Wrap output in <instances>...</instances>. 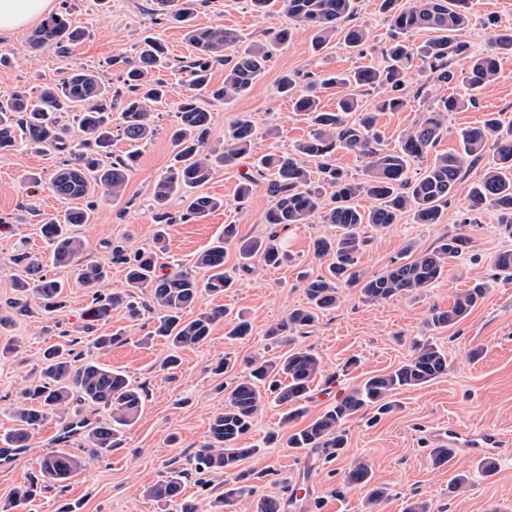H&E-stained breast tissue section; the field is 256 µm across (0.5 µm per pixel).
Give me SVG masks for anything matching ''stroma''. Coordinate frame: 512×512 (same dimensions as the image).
Instances as JSON below:
<instances>
[{"label":"stroma","mask_w":512,"mask_h":512,"mask_svg":"<svg viewBox=\"0 0 512 512\" xmlns=\"http://www.w3.org/2000/svg\"><path fill=\"white\" fill-rule=\"evenodd\" d=\"M66 8L72 26L85 32L82 42L67 50L33 51L27 31L0 36V55L9 59L7 65H0V100L20 88L39 89L77 68L97 72L106 84H115L119 69L112 66V58L134 57L147 36L160 38L171 59H186L192 53L178 24L157 21L153 0H66ZM469 12L470 24L460 37L472 52L491 49L494 28L512 29V0H470ZM355 20L368 33L364 45L353 49L335 39L316 52L311 32L295 25L277 2L260 14L251 10L248 0H198L195 24L235 29L245 44H268L272 34L285 27L291 28L292 37L274 49L249 94L228 104L207 103L212 117L210 146L223 147L236 118L248 113L256 125L253 155L215 171L201 191L223 200V207L200 220L170 225L167 250L160 262L193 271L197 280H204L206 272L196 267L195 260L223 236L228 224L237 225L240 235L247 237L276 234L289 259L278 268L258 263L252 273H238L236 285L224 295H202L195 312L220 307L227 310L229 318L214 324L204 345L183 349L181 368L172 375L161 369L167 345L147 338L156 316L148 295L139 297L138 321H130L124 310L118 309L109 322L99 324L91 333L82 318L91 300L90 291L71 267L50 269V276L66 284L65 311L51 320L34 306L15 315L10 325L0 327V344L14 338L20 341L17 355L0 359V444L15 426L10 412L25 381L39 375L44 348L63 336L77 340L86 359L125 372L144 389L146 398L138 419L121 434L118 448L108 458L89 461L65 485L42 491L20 512H58L66 502L76 504L78 512H166L160 503L147 498L144 490L165 479L175 467L186 473L185 496L202 506H209L223 493L222 476H212L207 486H200L193 465V455L207 437L210 418L224 408L228 377L215 372L214 366L227 356L243 361L284 354V347L271 344L266 331L285 319L291 309L306 304V279L323 274L328 264L327 259L315 258L313 243L336 233L335 226L319 215L306 224L272 229L264 222L271 202L266 184H258L243 208L237 205L236 191L242 176L254 171L253 156L289 153L311 130L307 116L292 111L280 94L281 77L290 76L299 86L307 87L324 74H346L368 64L385 66L389 23L379 11V0H356ZM463 92V87L455 84H433L421 63H414L406 77V107L378 116L380 147H394L438 98ZM489 112L512 122V53L501 55L498 77L480 92L476 106L449 114L437 152L457 149L460 130L483 121ZM176 121L174 101L157 105L156 134L140 144L139 164L122 194L116 198L95 195L89 223L73 229L83 244L84 257L109 267L107 279L98 287L101 294L121 290L124 285L123 268L112 261L113 247L149 249L154 245L152 188L173 162L175 150L169 131ZM58 161V156H43L22 146L0 154L2 308L17 299L15 278L28 274L19 255L28 254L33 260L45 257L50 246L41 236V222L61 215L68 206L49 189ZM33 172L41 174L40 182L29 181ZM481 172L478 165L465 172L441 223L417 224L407 213L382 231L366 229L361 264L372 273L386 271L412 241L426 250L463 230L472 243L452 261L443 278L421 294L368 302L357 289H344L335 309L321 314L311 328L296 336L295 348L311 350L320 358L323 376L312 386L303 418L284 422L288 405L273 402L266 403L256 417L245 443L257 452L241 464L251 474L256 496L282 499L284 512H365V488L353 485L345 488L343 495L333 493L344 470L362 458L371 467L373 482L388 490L380 512H404L407 502L418 498L429 503L431 512H512V281L495 279L492 266L498 251L512 249V237L502 233L495 212L490 210L478 214L475 224H459L469 189ZM477 282L486 283V295L468 317L444 329L427 326L432 308H448L459 291ZM240 313L249 318L251 331L241 339L229 340L230 319ZM96 333H117L125 341L102 352L91 345ZM416 338L433 340L447 351L445 374L423 386L398 391L399 406L393 413L377 416L369 411L347 421V448L336 460H327L319 451L286 447L285 437L314 419L337 396L366 377L405 362ZM474 348L481 349L479 358H470ZM448 424L470 432L491 429L504 437L493 473H484L477 458L463 447L448 466H433L431 450L436 443L432 433ZM272 431L280 433L281 443L264 445V437ZM59 434L60 426L52 419L35 433L25 452L0 453V503L27 475L38 472L42 456L57 447ZM460 474L467 478L465 485L450 489L451 480Z\"/></svg>","instance_id":"35a3bbf8"}]
</instances>
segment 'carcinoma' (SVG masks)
<instances>
[{"instance_id": "obj_1", "label": "carcinoma", "mask_w": 512, "mask_h": 512, "mask_svg": "<svg viewBox=\"0 0 512 512\" xmlns=\"http://www.w3.org/2000/svg\"><path fill=\"white\" fill-rule=\"evenodd\" d=\"M282 8L299 25L313 32V48H323L338 36L351 47L362 46L367 33L354 22L355 0H281ZM469 0H381L380 10L389 14L392 42L386 49L390 60L384 68L365 65L346 77L330 76L320 80L325 88H336V108L327 111L310 90L299 89L295 80L280 79L283 94L295 112L307 115L313 125L310 134L294 145L293 153L266 154L258 160V174L273 172L268 192L273 204L266 210L267 224H304L320 208L325 187L334 189L335 204L325 212L324 220L336 225L334 238H319L314 243L318 258L328 257L327 272L305 284L308 305L295 308L288 316L271 327L267 336L277 344L289 345L294 334L313 325L317 313L336 308L340 289L357 288L367 301L412 296L430 287L447 271L450 262L469 248L471 238L457 233L442 240L435 248L417 251L408 244L404 253L409 259L381 274H371L359 267L365 243L362 227L365 224L382 230L397 223L406 212L413 214L418 224H439L448 197L454 191L462 173L473 164L491 155L484 165L483 175L472 185L468 209L476 212L493 210L503 232L512 237V133L502 130V122L488 118L461 131L460 149L437 154L416 177L409 174L411 163L424 159L435 148L445 117L476 102V95L498 73L499 52L512 51V30L496 35L497 51L471 58L468 68L458 74L453 61L469 52L467 42L458 32L469 23ZM196 0H155V14L168 21L182 24L192 55L181 69L189 72L192 89L208 94L215 100L229 101L247 94L265 71L269 51L264 45L241 48L239 33L221 25L198 27L192 23ZM431 31L434 36L420 47L418 54L400 40V36L417 31ZM83 33L69 24L62 14L51 16L32 34L33 51L50 48L64 49L78 43ZM419 59L429 80L445 85L461 77L468 97L450 95L434 103L427 116L398 144L390 149L376 148L374 126L376 113L398 112L406 106L403 90L406 70ZM224 62V83L214 86L210 80L213 63ZM122 64L121 86L110 89L101 79L83 70H75L58 82L44 87L33 97L20 90L0 101V152L8 151L21 141L39 153L65 152L53 174L49 188L58 197L83 202L64 214L51 218L40 227L42 237L52 246L49 261L53 265L72 266L84 287L94 289L108 275L101 263H86L82 259V244L70 233L73 224H87L93 212L90 197L99 191L118 197L139 160L138 145L155 135L153 107L174 95L172 87L154 78L155 71L170 66L164 45L146 39L138 54L129 59H112ZM354 84L358 87H380L383 95L375 111L363 112L354 122L349 114L357 111L358 101L340 89ZM65 107L77 112L83 140L74 144L67 129L58 124L55 114ZM120 113L123 139L130 146L125 155L106 161L112 155V113ZM178 121L170 132L176 153L174 164L154 185L152 200L157 209L155 241L165 242L170 213L169 200L177 195L187 203L181 219L202 218L223 202L203 193L190 190L207 183L216 168L251 153L255 122L251 115L240 116L233 125L224 148L208 147L211 115L201 108L193 95L184 94L177 105ZM344 147L368 158L363 178L357 180L332 164L336 148ZM317 165L313 171L306 166ZM318 179H312V173ZM358 196L375 201L368 209L353 204ZM234 243L238 269L251 271L254 258L259 257L272 267L282 263L285 254L275 236L244 237L237 225H224V237L203 251L196 265L206 269L209 276L200 283L192 274L183 271H164L158 264V254L151 250L128 251L118 247L112 251V263L125 266L126 289L110 295L93 293L92 301L83 311L86 327L112 318V310L123 308L135 320L140 316L137 293L149 289V297L158 310L153 335L162 337L174 349L163 363L172 371L180 366L175 351L201 345L211 335L216 322L226 316L224 309H212L184 318L202 292L220 294L234 283L232 274L224 269V244ZM493 266L503 279H512V250L497 253ZM15 287L22 293L32 291L40 308L58 313L65 308L61 283L47 275L36 284L18 279ZM486 286L479 283L458 293L446 309L434 308L427 323L434 328L450 327L465 319L485 297ZM77 341L53 344L43 352L40 378L26 384L20 391L12 414L17 427L9 434L7 444L16 450L30 446L34 432L49 418L63 416L69 405L83 402L110 410L106 420L92 421L80 410L65 425L62 438L79 435L83 447L57 448L46 453L40 462L44 481L55 485L68 481L86 466V458H104L112 454L115 439L121 429L131 425L143 406V390L131 383L119 370L79 360L73 349ZM248 374L231 383L225 395L224 410L209 421L207 441L194 456L197 474L224 475V495L215 502L216 512H236L237 506L252 488L246 485L249 473L240 470L241 462L257 452V448L241 446L253 420L270 397L280 403H295L308 398L311 384L321 376V361L309 350L288 352L276 359H252ZM448 369L446 353L430 341H415L410 359L393 371L374 374L356 388L344 393L336 402L288 436V447L309 451L322 450L334 459L344 453L347 443L344 424L360 412L374 408L380 414L394 410L393 392L400 388L421 386ZM350 485L367 488L365 508L373 512L387 498V489L372 482V472L363 459L353 461L344 472L336 494ZM183 472L173 469L166 479L145 489V495L170 507L172 512H199L198 506L183 498ZM37 483L30 478L13 497L0 506V512H16L35 493Z\"/></svg>"}]
</instances>
